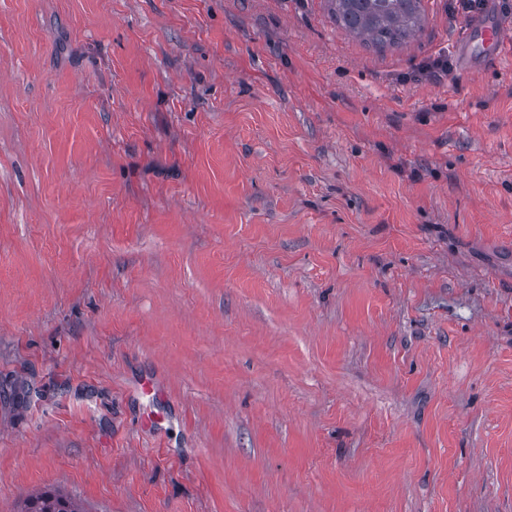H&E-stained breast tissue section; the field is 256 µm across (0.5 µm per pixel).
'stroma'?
I'll return each mask as SVG.
<instances>
[{
  "mask_svg": "<svg viewBox=\"0 0 512 512\" xmlns=\"http://www.w3.org/2000/svg\"><path fill=\"white\" fill-rule=\"evenodd\" d=\"M423 5L0 0V512H512V56ZM336 24L375 49L402 44L422 28L423 0H330ZM24 512H83L61 490L44 491L31 495L25 501Z\"/></svg>",
  "mask_w": 512,
  "mask_h": 512,
  "instance_id": "obj_1",
  "label": "stroma"
}]
</instances>
